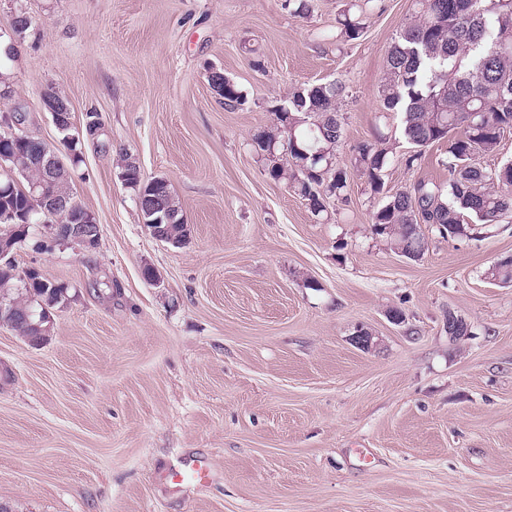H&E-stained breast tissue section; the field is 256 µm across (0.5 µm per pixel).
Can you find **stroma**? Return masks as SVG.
Here are the masks:
<instances>
[{
  "instance_id": "35a3bbf8",
  "label": "stroma",
  "mask_w": 512,
  "mask_h": 512,
  "mask_svg": "<svg viewBox=\"0 0 512 512\" xmlns=\"http://www.w3.org/2000/svg\"><path fill=\"white\" fill-rule=\"evenodd\" d=\"M348 0H0V56L24 128L59 145L41 103L56 87L81 136L76 201L93 253L40 248L17 271L66 284L31 346L0 324V503L12 512H512V216L410 259L372 233L379 200L353 146L391 136L389 192L443 182L448 141L406 167L402 116L381 109L388 49L416 0H378L359 39ZM32 19L10 32L15 13ZM221 70L244 91L224 107ZM341 81L346 203L323 215L266 175L254 134L298 87ZM12 99H0V113ZM127 152L166 178L190 228L174 247L143 224L119 178ZM158 277L150 283L144 269ZM401 311L404 320L390 319ZM470 334L448 336V316ZM374 337L355 347L358 329ZM202 461L209 481L169 474Z\"/></svg>"
}]
</instances>
